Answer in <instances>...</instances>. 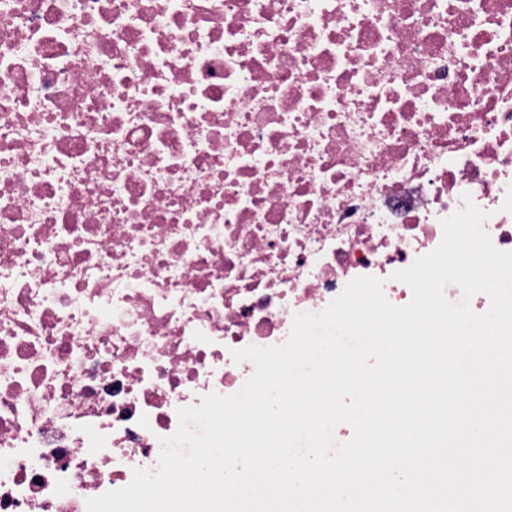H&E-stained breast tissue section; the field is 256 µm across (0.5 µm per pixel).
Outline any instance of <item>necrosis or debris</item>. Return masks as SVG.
<instances>
[{"instance_id":"1","label":"necrosis or debris","mask_w":512,"mask_h":512,"mask_svg":"<svg viewBox=\"0 0 512 512\" xmlns=\"http://www.w3.org/2000/svg\"><path fill=\"white\" fill-rule=\"evenodd\" d=\"M512 251V0H0V512H87L464 196Z\"/></svg>"}]
</instances>
